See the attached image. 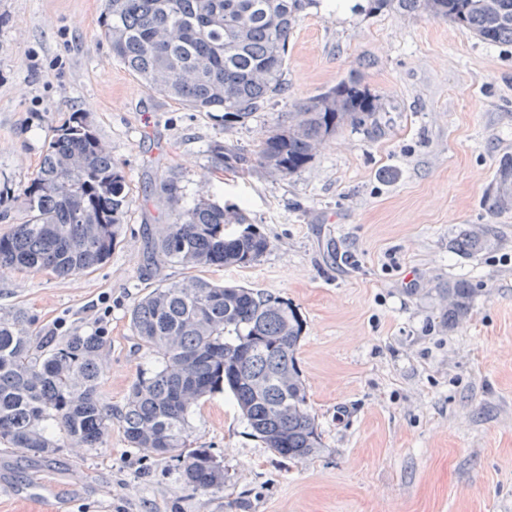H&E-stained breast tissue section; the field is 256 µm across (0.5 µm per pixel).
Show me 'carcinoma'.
<instances>
[{
	"label": "carcinoma",
	"instance_id": "cac0c4a2",
	"mask_svg": "<svg viewBox=\"0 0 512 512\" xmlns=\"http://www.w3.org/2000/svg\"><path fill=\"white\" fill-rule=\"evenodd\" d=\"M367 11L427 12V0H367ZM483 0H434V18L448 19L491 45L512 44V0H497L490 24ZM317 0H104L99 37L150 91L199 112L242 124L286 87L288 39ZM377 99L356 76L287 112L245 153L214 143L215 167L261 170L286 178L304 169L318 147L345 126L377 129ZM175 179L160 184L169 212L148 240L151 268L246 267L270 242L239 207L201 199L179 208ZM24 221L0 235V267L88 272L116 246L130 199L123 172L105 144L75 115L56 130L30 182L10 195ZM486 231L461 229L455 244L471 255L488 249ZM448 326L470 314L475 289L457 280L443 289ZM138 345L157 366L130 387L120 415L131 448L177 462L192 492L224 491V466L188 442L189 417L201 399L232 394L252 435L272 453L306 461L323 448L296 365L304 323L288 300L236 284L191 276L159 283L130 311ZM102 330L59 340L31 334L18 316L0 317V440L21 453L96 448L110 429L100 394Z\"/></svg>",
	"mask_w": 512,
	"mask_h": 512
}]
</instances>
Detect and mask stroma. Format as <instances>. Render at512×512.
I'll use <instances>...</instances> for the list:
<instances>
[{"mask_svg":"<svg viewBox=\"0 0 512 512\" xmlns=\"http://www.w3.org/2000/svg\"><path fill=\"white\" fill-rule=\"evenodd\" d=\"M319 0L288 40V92L227 125L158 93L98 38L102 0H0V190L32 178L54 135L82 114L129 182L118 244L86 274L0 269V316L64 338L105 331L101 397L114 417L97 448L23 454L0 442V512H512V210L490 214L512 155V45L489 46L451 21ZM357 74L378 99V130L344 127L282 179L221 173L211 143L254 151L280 113ZM176 178L184 206L239 205L270 248L246 268L202 277L279 295L304 322L297 365L323 452L272 454L229 392L194 408L192 447L224 467V491L193 493L171 463L127 444L119 414L155 362L130 310L160 280L149 233L167 212L148 196ZM492 245L454 247L460 229ZM476 292L449 325L440 292ZM52 485L51 504L22 500ZM512 183V156L507 155L500 159L497 169V187L493 195L487 199V207L491 213L508 211L512 208V201H506L499 191V186L504 183ZM490 238L486 231L479 227H467L461 229L456 238L455 244L458 250L471 255L478 254L488 249ZM487 242V244H486Z\"/></svg>","mask_w":512,"mask_h":512,"instance_id":"obj_1","label":"stroma"}]
</instances>
